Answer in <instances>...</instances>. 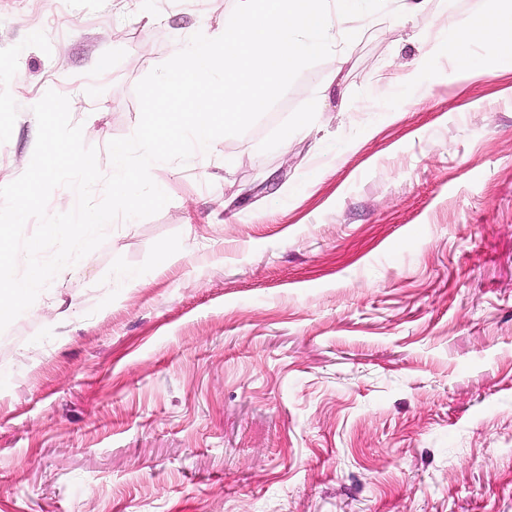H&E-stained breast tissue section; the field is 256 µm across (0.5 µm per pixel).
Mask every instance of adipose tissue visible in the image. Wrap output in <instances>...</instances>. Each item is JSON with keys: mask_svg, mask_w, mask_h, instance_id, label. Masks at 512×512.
I'll use <instances>...</instances> for the list:
<instances>
[{"mask_svg": "<svg viewBox=\"0 0 512 512\" xmlns=\"http://www.w3.org/2000/svg\"><path fill=\"white\" fill-rule=\"evenodd\" d=\"M480 43L485 52L486 69L512 65V0H501L493 13L466 15L436 35L437 53L460 69H469V47Z\"/></svg>", "mask_w": 512, "mask_h": 512, "instance_id": "1", "label": "adipose tissue"}]
</instances>
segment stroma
Segmentation results:
<instances>
[{
	"label": "stroma",
	"instance_id": "35a3bbf8",
	"mask_svg": "<svg viewBox=\"0 0 512 512\" xmlns=\"http://www.w3.org/2000/svg\"><path fill=\"white\" fill-rule=\"evenodd\" d=\"M413 2L156 164L169 203L0 333V512H512V69L434 51L496 0ZM235 4L0 0V186L50 89L111 173L136 84Z\"/></svg>",
	"mask_w": 512,
	"mask_h": 512
}]
</instances>
